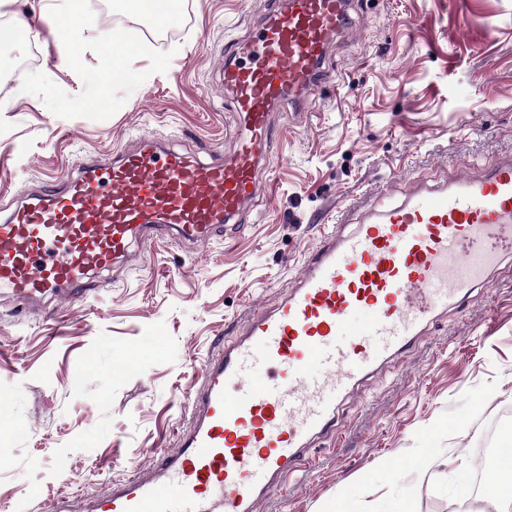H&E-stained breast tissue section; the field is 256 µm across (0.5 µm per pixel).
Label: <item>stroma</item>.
<instances>
[{
  "instance_id": "stroma-1",
  "label": "stroma",
  "mask_w": 512,
  "mask_h": 512,
  "mask_svg": "<svg viewBox=\"0 0 512 512\" xmlns=\"http://www.w3.org/2000/svg\"><path fill=\"white\" fill-rule=\"evenodd\" d=\"M264 0H181L167 35L97 0L58 63L47 22L60 0H18L32 37L0 45V208L87 155L141 135L189 150L232 146L218 66ZM353 38L325 62L312 112H274L271 184L242 224L205 246L159 241L135 272L106 274L55 321L0 298V512H49L138 474L174 448L204 359L302 273L324 233L388 185L464 175L512 153V0H359ZM137 44L104 104L101 37ZM512 409V258L340 409L257 512H484L470 477L490 421Z\"/></svg>"
}]
</instances>
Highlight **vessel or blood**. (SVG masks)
Masks as SVG:
<instances>
[{"label": "vessel or blood", "mask_w": 512, "mask_h": 512, "mask_svg": "<svg viewBox=\"0 0 512 512\" xmlns=\"http://www.w3.org/2000/svg\"><path fill=\"white\" fill-rule=\"evenodd\" d=\"M356 0H275L219 72L231 150L203 158L148 136L98 156L0 213V294L20 309L83 301L104 271H133L158 240L203 244L250 211L273 145V111L308 112ZM512 254V155L479 173L377 197L325 235L292 288L202 364L192 421L159 464L50 512H254L293 464L335 435L350 391L381 373ZM366 312L363 326L349 321Z\"/></svg>", "instance_id": "obj_1"}]
</instances>
